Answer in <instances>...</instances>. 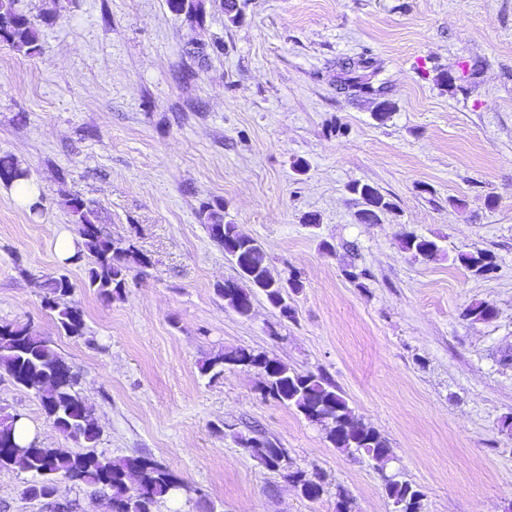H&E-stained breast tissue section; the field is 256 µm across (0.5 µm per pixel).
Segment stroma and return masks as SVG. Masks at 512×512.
Returning <instances> with one entry per match:
<instances>
[{"mask_svg": "<svg viewBox=\"0 0 512 512\" xmlns=\"http://www.w3.org/2000/svg\"><path fill=\"white\" fill-rule=\"evenodd\" d=\"M238 2L241 22L210 5L197 25L165 0H22L31 17L59 19L38 56L0 45V154L43 196L33 223L0 186V323L30 326L79 374L95 453L146 454L190 486L159 512H336L340 488L355 512H392L387 476L420 487L424 512H512V0ZM216 39L223 53L197 65L190 49ZM359 56L389 87L385 122L371 97L340 87L337 61ZM357 182L393 203L380 223L358 222ZM71 194L152 261L121 299L84 288L83 265L54 249L55 230L78 234ZM215 200L281 278L301 279L294 319L261 295L239 317L217 293L239 274L197 215ZM403 231L441 239L445 255L412 259ZM480 250L496 257L486 277L455 260ZM61 273L84 315L79 337L44 306ZM478 301L494 319H463ZM239 347L329 376L391 460L334 448L263 396L256 373L201 376L205 358ZM0 412L46 446L78 449L6 376ZM255 429L285 448L288 470L320 473L318 501L241 449L236 435ZM29 479L0 469V512H46L23 497Z\"/></svg>", "mask_w": 512, "mask_h": 512, "instance_id": "35a3bbf8", "label": "stroma"}]
</instances>
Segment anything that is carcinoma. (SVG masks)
<instances>
[{"mask_svg":"<svg viewBox=\"0 0 512 512\" xmlns=\"http://www.w3.org/2000/svg\"><path fill=\"white\" fill-rule=\"evenodd\" d=\"M20 2L0 0V44L26 57H35L44 49V29L56 23L58 14H47L37 22L22 9ZM165 3L173 16L203 24L205 0H165ZM29 179L28 169L9 155L0 156L1 184L10 188ZM350 192L357 196L361 206L357 213L361 224H377L382 215L393 209V203L371 184H354ZM68 208L72 223L78 225L80 243L67 261L86 262L84 287L110 303L123 295L130 273L143 271L151 265V260L134 245L113 241L100 226L97 210L81 196L70 197ZM198 217L210 238L224 248V255L240 271V281L246 283L243 287L239 281H226L217 288L228 306L240 317L247 318L255 294L260 293L282 317L294 319L295 310L288 297L289 292L302 288L300 280L290 277L288 283H283L262 246L240 233L235 225L224 223L223 203H202ZM400 244L415 259L433 260L442 253L437 241L412 232L401 233ZM457 260L477 276L487 277L497 268L495 256L487 251L461 252ZM48 288L45 305L54 313L58 328L69 336L83 335V313L68 301L74 284L68 276L60 275L50 280ZM495 316V307L487 302H476L462 312L464 319L473 322H487ZM245 364L261 368L264 393L293 408L308 421L323 426L326 438L335 448L365 455L380 464L391 459L387 439L371 427L357 425L341 389L321 373L298 372L265 352L246 348L210 356L202 362L200 370L215 379L224 374V369ZM2 373L38 395L46 420L55 429L89 448L87 453H73L47 447L37 439L23 445L14 433L19 415L0 414V469L18 466L31 474V480L23 488L24 497L32 496L34 484L54 483L60 477L80 482L96 492L109 491L112 512H158L162 503L188 491V484L174 478L144 454L112 460L90 451L99 440L100 430L78 389L79 376L52 342L29 326L0 324ZM236 439L248 455L266 468L286 470L288 479L307 485L313 496H322L320 475L316 473L311 477L302 470H288L286 450L270 438L254 430L252 435H238ZM132 476L137 481L134 487L128 485ZM384 493L395 512H423L424 494L409 482L390 478L384 483Z\"/></svg>","mask_w":512,"mask_h":512,"instance_id":"1","label":"carcinoma"}]
</instances>
